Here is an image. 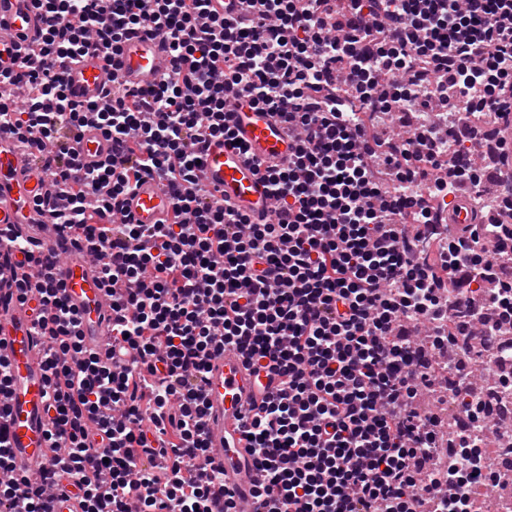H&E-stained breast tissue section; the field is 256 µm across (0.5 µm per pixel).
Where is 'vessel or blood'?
<instances>
[{
  "instance_id": "vessel-or-blood-1",
  "label": "vessel or blood",
  "mask_w": 512,
  "mask_h": 512,
  "mask_svg": "<svg viewBox=\"0 0 512 512\" xmlns=\"http://www.w3.org/2000/svg\"><path fill=\"white\" fill-rule=\"evenodd\" d=\"M43 27L30 0H0V33H9L19 48L35 43ZM173 67V58L158 38L138 33L122 50L120 73H113L101 52L89 48L80 62L70 66L65 79L73 101L85 104L99 99L113 78L137 87L157 82ZM231 122L240 148L211 142L203 158L201 180L219 197L253 217L268 213L269 189L262 167L287 161L294 142L269 113L239 106ZM75 148L88 167L106 161L112 141L94 124H85ZM51 182L38 173L30 155L18 148L10 131L0 129V226L16 224L35 230L40 244L53 248V212L37 210L35 202L53 196ZM125 209L136 224H162L172 213L167 189L153 177H142L125 197ZM470 196H458L450 206V227L477 224ZM69 304L82 318L86 348L101 349L109 334L108 299L100 273L81 249L63 251L57 273ZM39 338L26 306L0 309V352L10 362L8 393L0 398L8 412L9 447L18 467L36 471L46 465L45 451L51 424L45 408L49 397L46 377L39 365ZM277 380L256 376L240 353L227 349L209 361L205 395L206 426L211 447L224 465V486L233 493L239 512H254L253 492L264 480L248 446L243 424L250 409L260 407L277 390Z\"/></svg>"
}]
</instances>
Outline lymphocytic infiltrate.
<instances>
[{
	"mask_svg": "<svg viewBox=\"0 0 512 512\" xmlns=\"http://www.w3.org/2000/svg\"><path fill=\"white\" fill-rule=\"evenodd\" d=\"M210 2L31 0L36 46L0 37V83L28 89L0 100V128L38 148L61 202L54 229L90 243L112 316L108 347L86 349L59 256L0 232V306H31L54 423L48 467L20 475L0 406V512H51L66 482L83 512H212L219 497L237 512L204 424L206 368L227 346L279 379L245 427L262 512H475L456 488L440 491L473 476L439 455L436 415L411 408L433 381L414 362L423 342L401 326L441 335L446 316L481 315L474 297L488 283L492 304L512 299L496 281L512 257V205L484 201L486 184L512 180V0H248L236 16ZM138 30L164 38L171 73L142 88L116 77L98 101L74 103L66 68L94 45L117 73ZM235 95L297 143L264 171L273 216L262 223L200 181L210 140L238 144ZM356 100L426 118L440 101L456 142L490 144L493 165L444 153L428 118L403 136L376 130ZM88 122L112 140L111 159L89 169L72 146ZM142 175L164 181L169 223L120 219ZM461 192L485 224L417 258L435 198ZM168 453L169 469L146 461Z\"/></svg>",
	"mask_w": 512,
	"mask_h": 512,
	"instance_id": "lymphocytic-infiltrate-1",
	"label": "lymphocytic infiltrate"
}]
</instances>
